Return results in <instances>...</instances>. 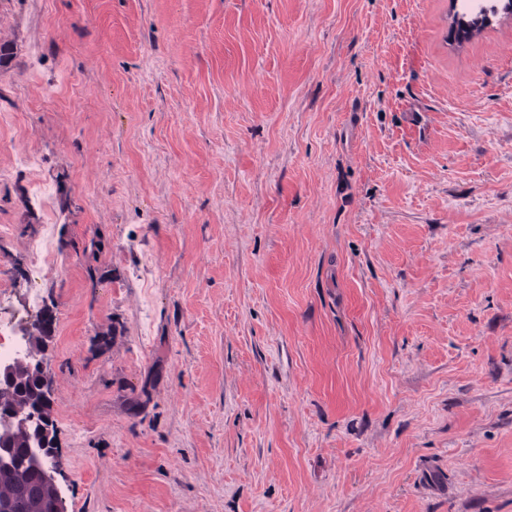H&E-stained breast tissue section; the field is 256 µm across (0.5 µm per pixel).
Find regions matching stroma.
Returning <instances> with one entry per match:
<instances>
[{
	"mask_svg": "<svg viewBox=\"0 0 512 512\" xmlns=\"http://www.w3.org/2000/svg\"><path fill=\"white\" fill-rule=\"evenodd\" d=\"M454 9L0 0L67 512H512V16Z\"/></svg>",
	"mask_w": 512,
	"mask_h": 512,
	"instance_id": "obj_1",
	"label": "stroma"
}]
</instances>
